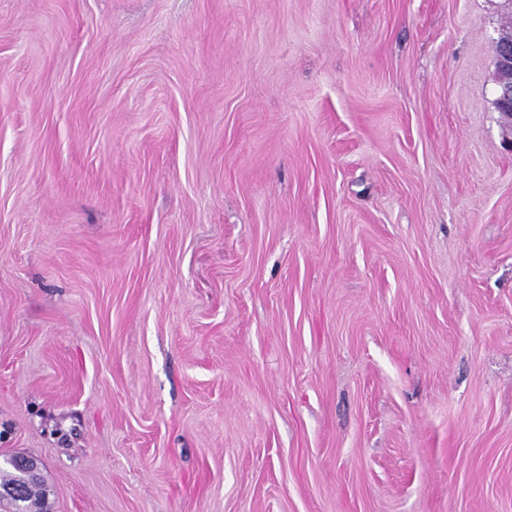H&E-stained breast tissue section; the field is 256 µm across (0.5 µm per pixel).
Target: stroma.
<instances>
[{
	"label": "stroma",
	"instance_id": "35a3bbf8",
	"mask_svg": "<svg viewBox=\"0 0 512 512\" xmlns=\"http://www.w3.org/2000/svg\"><path fill=\"white\" fill-rule=\"evenodd\" d=\"M501 0H0V456L52 512H512Z\"/></svg>",
	"mask_w": 512,
	"mask_h": 512
}]
</instances>
